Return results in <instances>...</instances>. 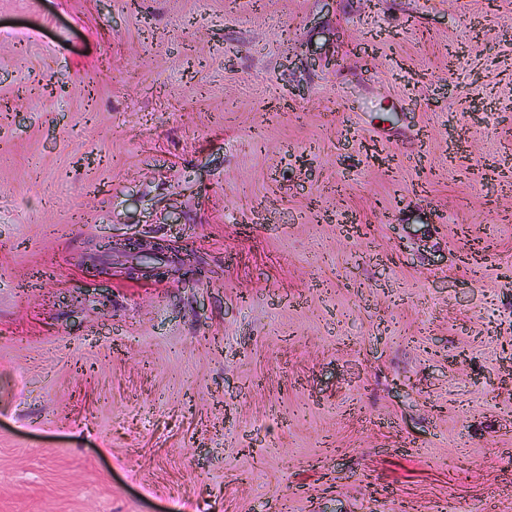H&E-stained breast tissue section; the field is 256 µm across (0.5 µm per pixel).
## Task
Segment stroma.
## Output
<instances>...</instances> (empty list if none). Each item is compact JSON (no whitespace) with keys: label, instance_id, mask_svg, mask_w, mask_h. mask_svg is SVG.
Listing matches in <instances>:
<instances>
[{"label":"stroma","instance_id":"stroma-1","mask_svg":"<svg viewBox=\"0 0 512 512\" xmlns=\"http://www.w3.org/2000/svg\"><path fill=\"white\" fill-rule=\"evenodd\" d=\"M0 512H512V0H0Z\"/></svg>","mask_w":512,"mask_h":512}]
</instances>
